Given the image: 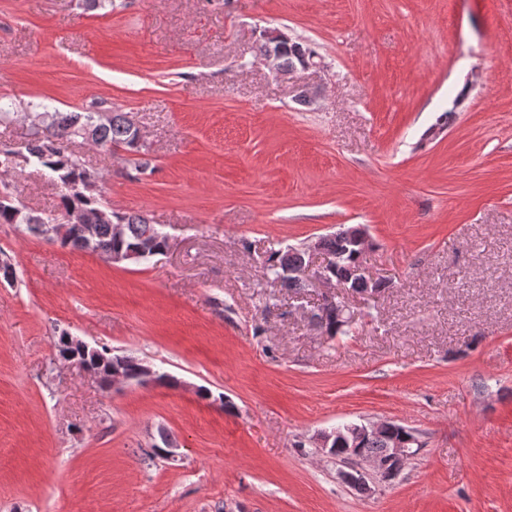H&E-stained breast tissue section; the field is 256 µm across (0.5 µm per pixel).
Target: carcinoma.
Listing matches in <instances>:
<instances>
[{
	"instance_id": "obj_1",
	"label": "carcinoma",
	"mask_w": 512,
	"mask_h": 512,
	"mask_svg": "<svg viewBox=\"0 0 512 512\" xmlns=\"http://www.w3.org/2000/svg\"><path fill=\"white\" fill-rule=\"evenodd\" d=\"M315 53L310 43H298V48L288 47L282 50L281 63L283 67L292 70L301 65L306 54ZM39 112L31 113V132L25 139L28 147L23 148L13 144L0 146V171L7 173L21 164L40 166L56 175L61 187L60 202L57 209L41 212V222L24 223L28 210L16 203L8 191L0 192V224H26L29 231L39 235L50 243H58L63 247L74 250H89L108 260L112 251L123 244L124 248H138L150 245L160 251L167 247V237L153 224L148 214L127 213L112 209L101 194L87 189L82 194L75 193L69 183L79 180L93 187L97 186L101 177L86 167L81 157L74 151L78 140H86L91 136V142L100 150L112 153V150L122 148L126 151L144 154L146 148L137 146L131 141V124L124 112H116L104 105L102 101H92L79 112L50 111L49 107L39 103ZM79 210L86 224L96 225V235L90 242L86 241L76 229L59 238L47 235L46 224H58L62 218ZM320 249L335 259L331 277L343 287L350 290L359 288H382V283L364 280L355 275L357 266L361 264V251L349 237V228L342 227L335 234L319 238ZM307 262L305 247H290L285 251L271 253L264 261L266 274L282 287L299 291L305 287V274L301 270ZM337 307L334 304L324 306L321 319L327 322L326 333L329 336L347 334L349 329L345 324L336 320ZM56 348L59 354L78 355L85 368L101 377L119 369L132 373L144 365L141 359L127 355L114 354L106 348L101 350L90 348L84 352L75 350L69 345V335L62 333ZM348 438L346 447L357 445L366 456H377L386 448L387 439L383 436L356 440L352 430L345 431Z\"/></svg>"
}]
</instances>
